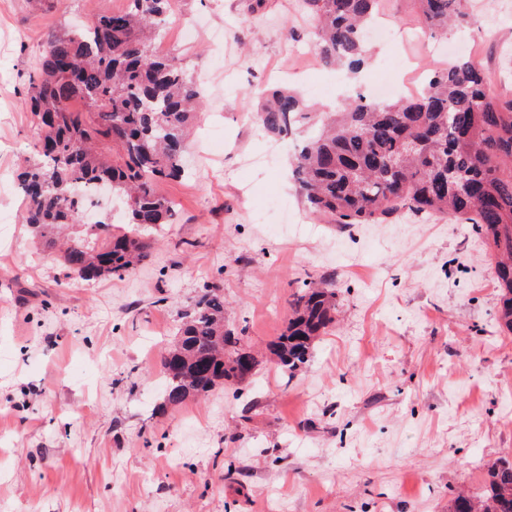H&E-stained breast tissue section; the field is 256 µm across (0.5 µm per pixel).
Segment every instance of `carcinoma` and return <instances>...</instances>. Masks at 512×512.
<instances>
[{
  "mask_svg": "<svg viewBox=\"0 0 512 512\" xmlns=\"http://www.w3.org/2000/svg\"><path fill=\"white\" fill-rule=\"evenodd\" d=\"M423 29L466 19L460 0H415ZM315 19L320 58L359 70L365 32L380 0H303ZM171 0H128L121 11L90 17L54 35L29 78L25 105L37 118L33 157L19 174L25 222L69 274L90 281L123 276L149 256L150 231L174 223L173 202L159 185L188 176L182 157L188 124L200 106L199 82L173 56L151 45L168 23ZM76 100L85 109L72 107ZM281 137L312 127L292 159V177L309 209L329 224H377L407 209L475 226L494 260L500 291L497 321L512 335V99L495 97L483 65L463 60L434 72L426 90L407 100H339L330 112H308L292 91H276L256 113ZM126 200L125 227L110 218L87 224L77 188L101 182ZM84 234L56 248L61 230ZM336 291L303 281L273 354L292 375L318 336L335 322ZM242 337L224 328V295L205 286L181 315L162 359L161 405L204 396L236 381ZM448 512H512V459L488 470L481 495L452 494Z\"/></svg>",
  "mask_w": 512,
  "mask_h": 512,
  "instance_id": "obj_1",
  "label": "carcinoma"
}]
</instances>
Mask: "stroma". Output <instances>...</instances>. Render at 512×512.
<instances>
[{
    "mask_svg": "<svg viewBox=\"0 0 512 512\" xmlns=\"http://www.w3.org/2000/svg\"><path fill=\"white\" fill-rule=\"evenodd\" d=\"M94 2L0 0V512H448L452 490L512 457V337L484 239L405 211L352 226L309 214L287 140L248 116L283 86L335 102L339 72L305 56L312 18L298 0H177L223 45L176 51L205 86L189 176L160 185L176 221L133 273L70 276L24 223L16 175L35 134L28 75ZM470 13L462 36L371 41L362 81L404 54L425 75L473 52L512 98V0ZM293 224L314 231L294 239ZM320 277L336 325L290 376L269 349L298 282ZM207 284L257 372L156 413L164 349Z\"/></svg>",
    "mask_w": 512,
    "mask_h": 512,
    "instance_id": "35a3bbf8",
    "label": "stroma"
}]
</instances>
